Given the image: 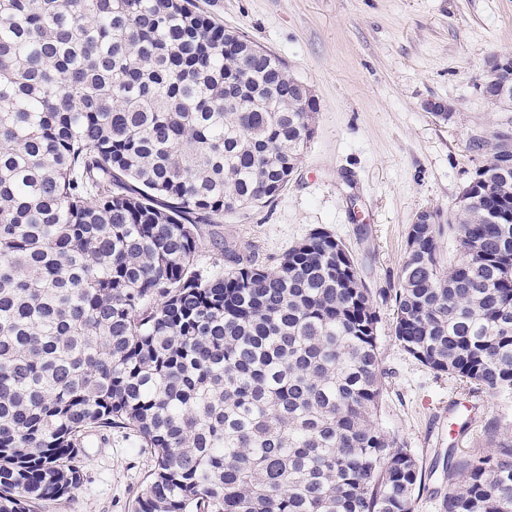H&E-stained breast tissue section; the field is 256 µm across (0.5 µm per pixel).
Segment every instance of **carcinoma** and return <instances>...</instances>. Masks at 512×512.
Wrapping results in <instances>:
<instances>
[{
  "label": "carcinoma",
  "mask_w": 512,
  "mask_h": 512,
  "mask_svg": "<svg viewBox=\"0 0 512 512\" xmlns=\"http://www.w3.org/2000/svg\"><path fill=\"white\" fill-rule=\"evenodd\" d=\"M316 103L192 0H0V512L77 490L83 440L155 466L131 512H416L424 474L381 420L377 301L403 350L512 391V155L451 224H411L374 294L325 229L259 264L198 265L199 226L287 186ZM450 232L457 256L438 239ZM448 456L441 512H512V428Z\"/></svg>",
  "instance_id": "carcinoma-1"
}]
</instances>
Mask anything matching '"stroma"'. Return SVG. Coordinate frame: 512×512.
Here are the masks:
<instances>
[{"instance_id":"obj_1","label":"stroma","mask_w":512,"mask_h":512,"mask_svg":"<svg viewBox=\"0 0 512 512\" xmlns=\"http://www.w3.org/2000/svg\"><path fill=\"white\" fill-rule=\"evenodd\" d=\"M225 29L243 32L288 65L317 102L315 132L298 170L273 201L201 227L200 266L224 262L218 235L258 262L285 253L313 230L340 239L372 291L395 287L406 229L426 208L453 214L478 162L471 135L512 123L486 99L488 61L512 56V0H197ZM452 104V120L426 112ZM379 347L388 373L382 419L416 453L426 474L418 512H440L448 488L443 461L482 446L488 420L512 426V393L481 395L483 411L456 447L443 417L464 388L435 376L394 336L392 312L378 308ZM84 480L44 512H129L153 468L125 432L85 441Z\"/></svg>"}]
</instances>
